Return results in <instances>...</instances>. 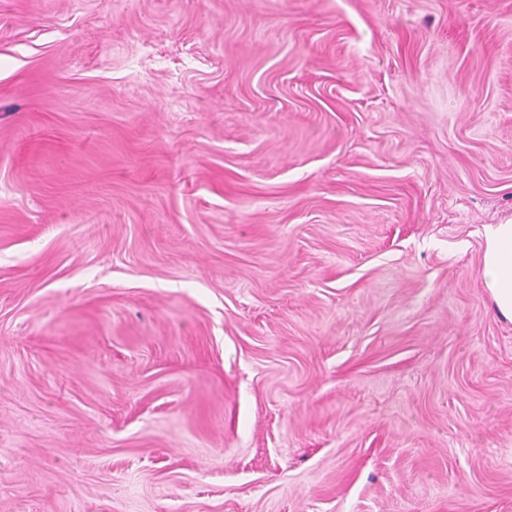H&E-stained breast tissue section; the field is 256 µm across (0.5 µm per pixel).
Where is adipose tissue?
<instances>
[{"instance_id": "adipose-tissue-1", "label": "adipose tissue", "mask_w": 512, "mask_h": 512, "mask_svg": "<svg viewBox=\"0 0 512 512\" xmlns=\"http://www.w3.org/2000/svg\"><path fill=\"white\" fill-rule=\"evenodd\" d=\"M480 275L498 315L512 322V217L491 226Z\"/></svg>"}]
</instances>
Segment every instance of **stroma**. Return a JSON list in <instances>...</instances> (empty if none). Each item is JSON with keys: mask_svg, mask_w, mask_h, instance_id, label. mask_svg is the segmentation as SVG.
Returning a JSON list of instances; mask_svg holds the SVG:
<instances>
[{"mask_svg": "<svg viewBox=\"0 0 512 512\" xmlns=\"http://www.w3.org/2000/svg\"><path fill=\"white\" fill-rule=\"evenodd\" d=\"M512 0H0V512H512ZM480 275L498 315L512 322V217L491 226Z\"/></svg>", "mask_w": 512, "mask_h": 512, "instance_id": "1", "label": "stroma"}]
</instances>
